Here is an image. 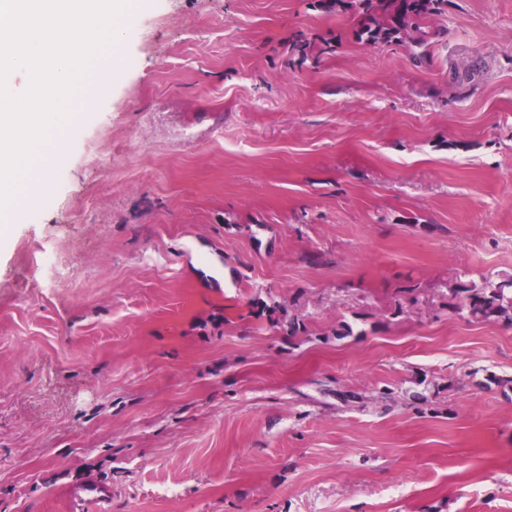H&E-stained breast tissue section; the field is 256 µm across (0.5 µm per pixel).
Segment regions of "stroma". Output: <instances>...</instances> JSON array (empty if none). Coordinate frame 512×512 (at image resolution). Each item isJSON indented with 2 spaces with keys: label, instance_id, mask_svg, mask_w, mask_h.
Listing matches in <instances>:
<instances>
[{
  "label": "stroma",
  "instance_id": "35a3bbf8",
  "mask_svg": "<svg viewBox=\"0 0 512 512\" xmlns=\"http://www.w3.org/2000/svg\"><path fill=\"white\" fill-rule=\"evenodd\" d=\"M456 2L418 65L312 0H131L0 228V512H512V326L448 307L512 276V0ZM70 496L74 501L81 502V509L86 512H97L101 505L110 497V492L92 480L71 489Z\"/></svg>",
  "mask_w": 512,
  "mask_h": 512
}]
</instances>
